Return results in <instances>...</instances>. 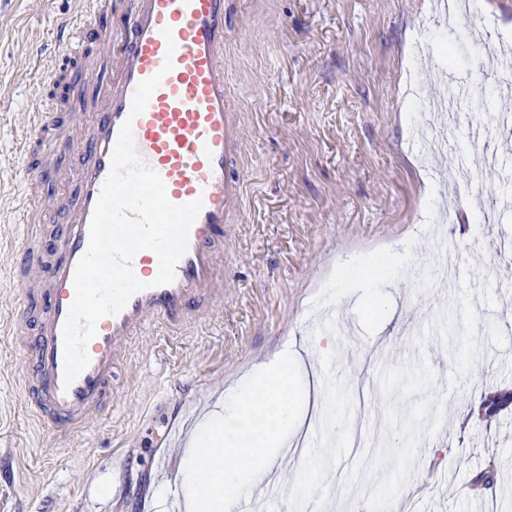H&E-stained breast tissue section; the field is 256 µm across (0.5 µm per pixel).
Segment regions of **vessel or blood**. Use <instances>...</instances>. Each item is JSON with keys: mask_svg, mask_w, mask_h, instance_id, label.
Masks as SVG:
<instances>
[{"mask_svg": "<svg viewBox=\"0 0 512 512\" xmlns=\"http://www.w3.org/2000/svg\"><path fill=\"white\" fill-rule=\"evenodd\" d=\"M226 0H133L114 17L112 0H77L51 32L56 53L46 60L51 81L80 91L84 110L54 106L29 113L17 150L25 195L8 212L24 227L11 246L9 276L17 298L0 312V340L15 347L14 382L29 420L69 442L110 404L117 368L132 339L149 328L181 334L224 300L221 248L225 227L239 212L245 188L233 168L244 154L243 121L225 79ZM171 29L164 38L163 29ZM170 71H163L165 59ZM162 74L145 110L131 116L140 81ZM136 148L162 178L169 200H202L186 253L171 284L157 286L158 258L149 250L132 260L146 289L123 310L101 319L87 350L89 365L64 385L62 327L74 299L76 265L87 250L89 225L111 169V152L125 121ZM68 183L55 194L66 214L58 225L57 259L44 263L32 230L45 204L46 181Z\"/></svg>", "mask_w": 512, "mask_h": 512, "instance_id": "vessel-or-blood-1", "label": "vessel or blood"}]
</instances>
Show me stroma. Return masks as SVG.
<instances>
[{"label":"stroma","instance_id":"obj_1","mask_svg":"<svg viewBox=\"0 0 512 512\" xmlns=\"http://www.w3.org/2000/svg\"><path fill=\"white\" fill-rule=\"evenodd\" d=\"M434 0H229L227 83L245 126L238 169L242 216L224 235V303L174 339L160 329L138 337L119 370L111 407L68 447L32 425L16 396L15 356L0 348V512H159L162 474H175L182 448L168 440L216 395L284 346L302 367L291 387L303 414L298 439L335 422L360 438L300 455L281 471L288 495L261 488L252 512H349L342 485L362 450L382 443L385 365L426 359L443 399V423L423 437L393 512H469V501L512 507V411L487 418L479 405L512 388V191L485 218L480 201L501 173L512 174V134L496 128L512 111V89L494 111L473 113L448 153L430 158L421 136L432 116L405 90L406 78L455 67L492 86L500 64L485 49L451 60L435 44ZM70 0H0V201L24 188L16 149L34 103L49 102L42 68L56 16ZM469 156L474 184L448 193L435 166ZM427 214L425 235L414 233ZM447 242L471 278L491 280L495 306L481 299L477 368L449 388L454 345L413 340L457 289L444 287L437 246ZM389 258L384 276L363 277L368 260ZM330 343L334 368L314 364L316 339ZM494 466L506 478L486 492L471 472Z\"/></svg>","mask_w":512,"mask_h":512}]
</instances>
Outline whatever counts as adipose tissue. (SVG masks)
I'll return each instance as SVG.
<instances>
[{
	"label": "adipose tissue",
	"instance_id": "obj_1",
	"mask_svg": "<svg viewBox=\"0 0 512 512\" xmlns=\"http://www.w3.org/2000/svg\"><path fill=\"white\" fill-rule=\"evenodd\" d=\"M290 371V363L281 361L266 369L254 387L228 394L224 416L208 417L190 437L186 464L174 476L182 487L172 502L175 512H228L272 468L274 459L265 444L296 421L285 400ZM227 418L235 421V429H225Z\"/></svg>",
	"mask_w": 512,
	"mask_h": 512
}]
</instances>
